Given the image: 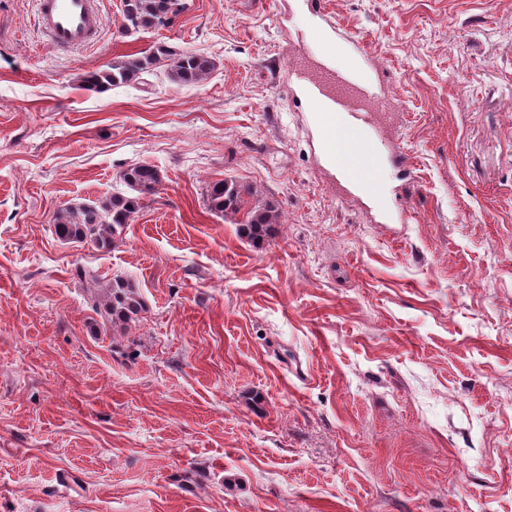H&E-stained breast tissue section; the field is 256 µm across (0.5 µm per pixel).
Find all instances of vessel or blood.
I'll return each mask as SVG.
<instances>
[{
    "instance_id": "1",
    "label": "vessel or blood",
    "mask_w": 512,
    "mask_h": 512,
    "mask_svg": "<svg viewBox=\"0 0 512 512\" xmlns=\"http://www.w3.org/2000/svg\"><path fill=\"white\" fill-rule=\"evenodd\" d=\"M38 26L49 43L71 50L90 43L104 19L96 0H35ZM316 23L307 53L290 64V89L297 91L309 112V124L318 161L345 196L374 211L385 224H402L406 211L389 207L381 184V170L393 164L405 179H413L415 163L399 145L391 125L398 107L381 84L377 68L368 66V53L360 43H348L329 24L322 0H304ZM353 58L337 69L336 58L345 51Z\"/></svg>"
}]
</instances>
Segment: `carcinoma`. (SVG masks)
<instances>
[{
	"label": "carcinoma",
	"instance_id": "carcinoma-1",
	"mask_svg": "<svg viewBox=\"0 0 512 512\" xmlns=\"http://www.w3.org/2000/svg\"><path fill=\"white\" fill-rule=\"evenodd\" d=\"M187 9L185 0H123V21L126 30L161 27ZM163 64L169 68L173 79L185 84L195 83L207 77L213 62L200 54L185 50L176 52L161 46L142 56L112 62L109 69L90 72L84 83L90 89H107L139 79L142 74ZM122 180L129 193L114 196L94 206L65 205L57 210L54 233L58 239L68 242H91L98 247L112 243L116 229L128 223L130 217L145 207V202L158 194L162 174L150 164H133L122 172ZM242 189L233 180L223 179L210 185L207 191L211 211L235 215L241 210ZM276 223L271 207L251 209L241 225L243 235L260 243L269 238ZM79 279L88 293L92 311L106 324L126 325L139 319L144 311L140 294L133 284L122 276L112 278L109 289L101 291L99 276L92 269H79Z\"/></svg>",
	"mask_w": 512,
	"mask_h": 512
}]
</instances>
